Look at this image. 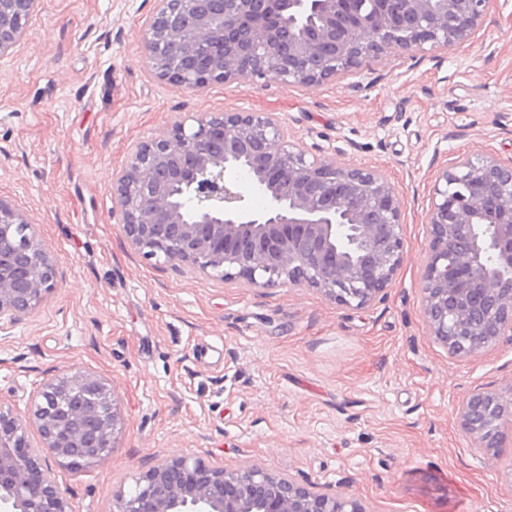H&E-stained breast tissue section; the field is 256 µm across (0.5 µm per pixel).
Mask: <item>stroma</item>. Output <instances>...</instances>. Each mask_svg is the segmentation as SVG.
Segmentation results:
<instances>
[{"label":"stroma","instance_id":"stroma-1","mask_svg":"<svg viewBox=\"0 0 512 512\" xmlns=\"http://www.w3.org/2000/svg\"><path fill=\"white\" fill-rule=\"evenodd\" d=\"M154 0H41L0 57V198L37 224L58 286L0 333V408L65 370L114 390L110 452L55 468L72 512H110L168 455L258 464L367 512H512V434L499 463L459 428L477 391L512 390V338L459 356L421 303L426 214L458 156L512 160V0H490L468 41L391 49L314 87L247 81L186 89L158 80L141 30ZM274 112L296 148L386 172L405 262L365 308L303 287L243 288L147 259L112 217V179L174 118Z\"/></svg>","mask_w":512,"mask_h":512}]
</instances>
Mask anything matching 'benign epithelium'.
I'll return each mask as SVG.
<instances>
[{
  "label": "benign epithelium",
  "mask_w": 512,
  "mask_h": 512,
  "mask_svg": "<svg viewBox=\"0 0 512 512\" xmlns=\"http://www.w3.org/2000/svg\"><path fill=\"white\" fill-rule=\"evenodd\" d=\"M490 0H155L141 43L154 74L201 89L231 81L321 85L391 48L435 53L470 39ZM40 0H0V56L24 36ZM248 167V180L228 176ZM267 207L255 212L250 198ZM112 217L135 250L245 288L315 289L362 308L404 263L399 194L378 169L296 149L273 112L224 111L138 143L112 180ZM421 277L430 335L472 355L512 335V162L462 155L436 175ZM57 285L36 225L0 198V330ZM474 447L498 459L488 425L512 431V392H478L457 410ZM41 441L0 408V512H70L53 467L87 468L122 425L111 387L65 371L31 400ZM112 512H366L260 465L167 456Z\"/></svg>",
  "instance_id": "benign-epithelium-1"
}]
</instances>
